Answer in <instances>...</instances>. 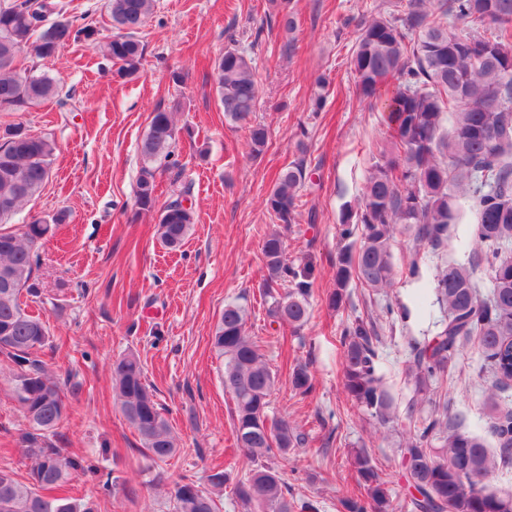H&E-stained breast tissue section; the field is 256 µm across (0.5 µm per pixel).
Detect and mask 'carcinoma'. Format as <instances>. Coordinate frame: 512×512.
Here are the masks:
<instances>
[{"label": "carcinoma", "instance_id": "cac0c4a2", "mask_svg": "<svg viewBox=\"0 0 512 512\" xmlns=\"http://www.w3.org/2000/svg\"><path fill=\"white\" fill-rule=\"evenodd\" d=\"M400 0L399 11L364 23L352 63L362 97L388 112L389 146L380 151L362 191V207L342 220L340 235L361 230L355 254H343L336 266V289L329 305L338 308L354 277L364 288L392 285L391 241L396 226H416V240L439 242L462 214L472 216L475 245L491 284L484 294L474 268L450 265L433 278L435 304L445 313L436 334L413 358L408 372L418 395L443 378L463 342L474 338L482 352L481 370L491 373L494 390L485 399L488 431L499 448L495 457L480 437L448 425V403L434 404V417L408 434L400 447L415 494L411 512H512V496L488 491L486 479L512 455V411L500 408L498 392L512 381V0ZM155 0H109L117 32L101 46L120 77L136 75L143 47L137 31L152 15ZM89 24H78L64 0H12L0 5V111L22 112L60 95L57 80L19 68L28 52L47 59L71 41L90 40ZM215 91L224 118L248 123L251 157L268 145V128L249 123L259 87L251 59L228 49L215 62ZM178 129L174 113H152L141 145L144 165L137 180L140 209L156 203V171L151 161L171 156ZM54 142L9 126L0 143V367L10 372L13 399L30 430L22 438L31 465L24 476L0 469V512H97L93 503L64 493L73 473L94 476L93 465L56 447L59 423L69 414L59 382L48 374L40 354L50 341L47 322L20 301L22 291L37 295L32 279L37 249L52 232L44 219L14 231L3 221L20 213L49 179ZM306 180L303 162L284 168L268 192L266 210L283 225L296 219L299 190ZM195 224L192 208L175 199L158 210V236L177 250ZM281 231L262 244L267 275L263 294L271 299L274 321L295 328L309 318L312 284L289 265ZM244 306L229 303L215 326L212 345L225 359L224 385L234 399L233 429L248 467L233 493L241 512H296L313 508L290 497L284 471L271 464L290 461L305 437L285 417L269 415L277 380L247 332ZM373 326L358 321L344 329V389L359 408L385 422L393 398L376 374ZM301 395L312 390L309 371L290 375ZM112 382L121 411L142 439L144 470L156 471L179 452L172 430L146 383L134 352L112 363ZM352 465L364 495L344 501L346 512H394L393 497L369 456L356 453ZM230 481L227 469L214 467L208 488L187 476L174 482L170 512H220L221 492Z\"/></svg>", "mask_w": 512, "mask_h": 512}]
</instances>
